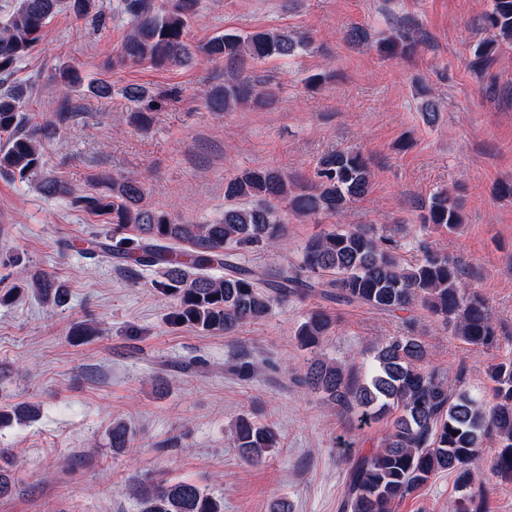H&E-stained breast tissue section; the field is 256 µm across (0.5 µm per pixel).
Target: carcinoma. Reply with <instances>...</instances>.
Wrapping results in <instances>:
<instances>
[{"instance_id": "cac0c4a2", "label": "carcinoma", "mask_w": 512, "mask_h": 512, "mask_svg": "<svg viewBox=\"0 0 512 512\" xmlns=\"http://www.w3.org/2000/svg\"><path fill=\"white\" fill-rule=\"evenodd\" d=\"M201 0H166L157 10L152 0H122L131 26L121 44L115 65L148 62L156 67L178 65L197 54L214 62H241L245 58H291L307 46L286 32L226 31L191 45L186 41L191 21ZM77 19H103L96 0H18L0 25V174L22 182L39 181L50 197L72 194L68 184L43 175L44 143L60 135L71 114V93L106 98L110 86L85 81L73 65L61 71L59 104L53 118L33 123L23 101L28 90L15 84L17 65L45 37L48 23L61 7ZM493 38L472 49L470 65L487 68L502 42L512 44V0H491L482 18ZM416 40L408 35L383 39L390 54H409ZM268 93L246 77L212 89V111L233 105H258ZM318 182L298 187L274 168L242 172L224 184L227 199L252 198L247 208L224 209L217 224H184L144 203L141 182L116 175L111 193L74 197V204L104 217L113 232L127 227L136 237L119 246L102 245L87 254L93 258L114 253L134 265L153 268L154 287L174 300L171 321L191 324L206 332L230 334L239 327L265 319L273 307L292 298L303 299L313 288L327 285L334 297L361 303L378 311L397 314L421 307L437 326L469 345L480 347L499 341L497 325L485 299L463 282L448 254L424 248L422 259L406 263L395 241L374 225L338 226L311 238L302 248L299 275L279 270L259 271L231 260L232 252L263 245L282 246L286 225L279 206L308 216L343 212L353 201L365 198L372 174L358 151L324 155L318 166ZM464 223L463 206L453 194L440 190L424 206L422 227L452 233ZM25 291L44 304L59 306L67 291L43 273L18 271ZM333 326L323 310L312 311L296 332L298 343L315 350ZM432 352L419 336H392L372 349L369 368L362 372L330 357H316L293 382L322 396L331 410L355 414L362 422L381 414L396 413L381 448L354 458L348 469V493L343 512H394V506L416 494L440 473L454 477L457 497L448 512H488L479 449H487L488 467L501 482L512 484V359L489 368L492 403L479 401L462 388V374L429 366ZM231 445L241 460L259 464L280 445V433L272 424L238 417L231 428ZM112 447L129 448L132 434L126 424L112 423ZM141 512H224V503L190 480L160 481L130 486Z\"/></svg>"}]
</instances>
